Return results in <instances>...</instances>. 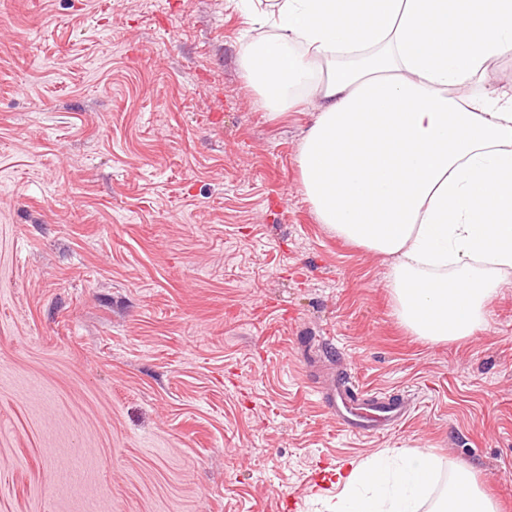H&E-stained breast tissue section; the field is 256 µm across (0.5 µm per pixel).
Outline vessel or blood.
I'll use <instances>...</instances> for the list:
<instances>
[{
  "label": "vessel or blood",
  "mask_w": 512,
  "mask_h": 512,
  "mask_svg": "<svg viewBox=\"0 0 512 512\" xmlns=\"http://www.w3.org/2000/svg\"><path fill=\"white\" fill-rule=\"evenodd\" d=\"M325 405L340 426L355 434L389 430L411 414L404 397L379 395L355 386L332 387Z\"/></svg>",
  "instance_id": "obj_1"
}]
</instances>
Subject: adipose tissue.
<instances>
[{
  "instance_id": "1",
  "label": "adipose tissue",
  "mask_w": 512,
  "mask_h": 512,
  "mask_svg": "<svg viewBox=\"0 0 512 512\" xmlns=\"http://www.w3.org/2000/svg\"><path fill=\"white\" fill-rule=\"evenodd\" d=\"M271 39L241 58L265 108L306 105L299 186L337 237L384 256L400 323L475 335L512 278V0H235ZM396 449L339 471L333 512H497L474 474Z\"/></svg>"
}]
</instances>
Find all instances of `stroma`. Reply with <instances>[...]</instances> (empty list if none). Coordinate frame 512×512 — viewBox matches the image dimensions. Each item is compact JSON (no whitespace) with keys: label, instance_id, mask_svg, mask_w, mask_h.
Segmentation results:
<instances>
[{"label":"stroma","instance_id":"35a3bbf8","mask_svg":"<svg viewBox=\"0 0 512 512\" xmlns=\"http://www.w3.org/2000/svg\"><path fill=\"white\" fill-rule=\"evenodd\" d=\"M229 0H0V512H331L424 448L512 512V283L483 329L398 321L384 258L299 190ZM409 400L340 430L339 377Z\"/></svg>","mask_w":512,"mask_h":512}]
</instances>
